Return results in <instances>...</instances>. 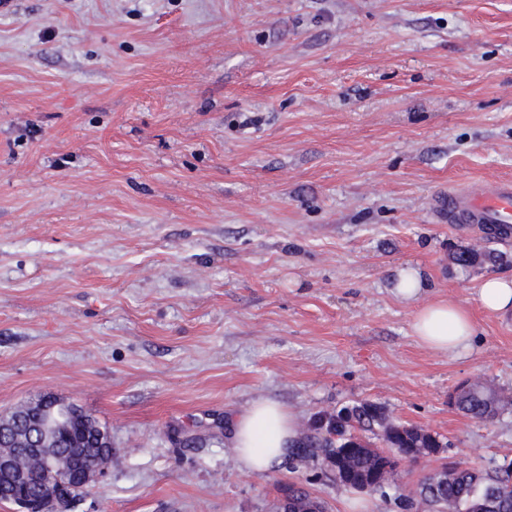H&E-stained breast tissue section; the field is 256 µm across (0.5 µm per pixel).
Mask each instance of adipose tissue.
I'll return each instance as SVG.
<instances>
[{"label": "adipose tissue", "mask_w": 512, "mask_h": 512, "mask_svg": "<svg viewBox=\"0 0 512 512\" xmlns=\"http://www.w3.org/2000/svg\"><path fill=\"white\" fill-rule=\"evenodd\" d=\"M427 283L419 270L402 268L396 273L393 291L406 302L416 303L412 332L424 348L453 358L472 349L475 324L470 312L445 299L421 302ZM482 310L512 312V278L489 275L477 288ZM231 441L240 467L262 473L280 463L299 439L297 423L287 408L276 400L259 397L229 423Z\"/></svg>", "instance_id": "ef3b65f1"}]
</instances>
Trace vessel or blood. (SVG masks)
Instances as JSON below:
<instances>
[{
    "label": "vessel or blood",
    "instance_id": "b4317fda",
    "mask_svg": "<svg viewBox=\"0 0 512 512\" xmlns=\"http://www.w3.org/2000/svg\"><path fill=\"white\" fill-rule=\"evenodd\" d=\"M440 211L452 224H486L502 235L512 234V183L449 194Z\"/></svg>",
    "mask_w": 512,
    "mask_h": 512
}]
</instances>
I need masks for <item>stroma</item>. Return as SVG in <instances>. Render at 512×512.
<instances>
[{"label": "stroma", "instance_id": "35a3bbf8", "mask_svg": "<svg viewBox=\"0 0 512 512\" xmlns=\"http://www.w3.org/2000/svg\"><path fill=\"white\" fill-rule=\"evenodd\" d=\"M512 182V0H9L0 9V416L43 395L112 429L73 512H402L325 456L242 470L264 396L301 436L371 401L442 463L512 461V238L440 222L448 190ZM507 263L463 269L458 248ZM472 313V351L420 347L391 284ZM480 378L490 422L449 402ZM427 288V283L419 270L402 268L396 273L393 291L405 302H416ZM477 301L482 310L494 314L512 312V278L489 275L477 288ZM288 512H325L326 507L322 501L311 495L303 487L291 484L288 486V503L285 506Z\"/></svg>", "mask_w": 512, "mask_h": 512}]
</instances>
